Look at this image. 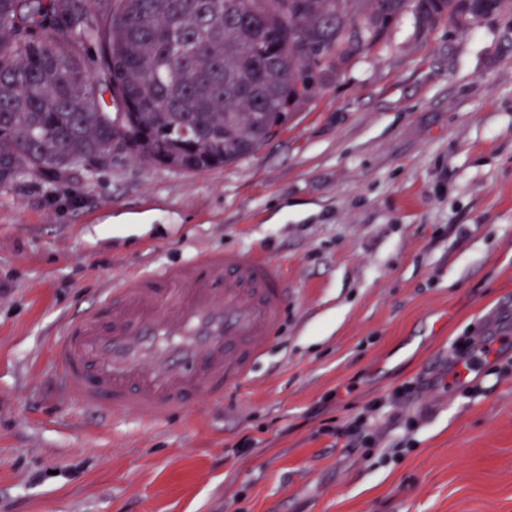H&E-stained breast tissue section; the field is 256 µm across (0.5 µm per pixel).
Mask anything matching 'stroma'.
Returning a JSON list of instances; mask_svg holds the SVG:
<instances>
[{
  "mask_svg": "<svg viewBox=\"0 0 512 512\" xmlns=\"http://www.w3.org/2000/svg\"><path fill=\"white\" fill-rule=\"evenodd\" d=\"M309 72L232 165L117 151L0 184V512H512V14L420 38L407 16ZM210 249L288 276L250 380L164 426L65 396L67 317ZM481 341L498 358L451 383Z\"/></svg>",
  "mask_w": 512,
  "mask_h": 512,
  "instance_id": "obj_1",
  "label": "stroma"
}]
</instances>
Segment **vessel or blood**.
I'll return each mask as SVG.
<instances>
[{"label": "vessel or blood", "mask_w": 512, "mask_h": 512, "mask_svg": "<svg viewBox=\"0 0 512 512\" xmlns=\"http://www.w3.org/2000/svg\"><path fill=\"white\" fill-rule=\"evenodd\" d=\"M288 305L283 265L255 251H205L114 278L53 342L64 390L106 415L155 423L247 381Z\"/></svg>", "instance_id": "obj_1"}]
</instances>
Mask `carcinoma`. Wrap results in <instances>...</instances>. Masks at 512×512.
I'll use <instances>...</instances> for the list:
<instances>
[{
    "label": "carcinoma",
    "mask_w": 512,
    "mask_h": 512,
    "mask_svg": "<svg viewBox=\"0 0 512 512\" xmlns=\"http://www.w3.org/2000/svg\"><path fill=\"white\" fill-rule=\"evenodd\" d=\"M484 0H0V183L112 152L181 171L240 161L310 93L311 55L370 51ZM368 16L357 17L363 11ZM109 94L115 112L104 109Z\"/></svg>",
    "instance_id": "cac0c4a2"
}]
</instances>
